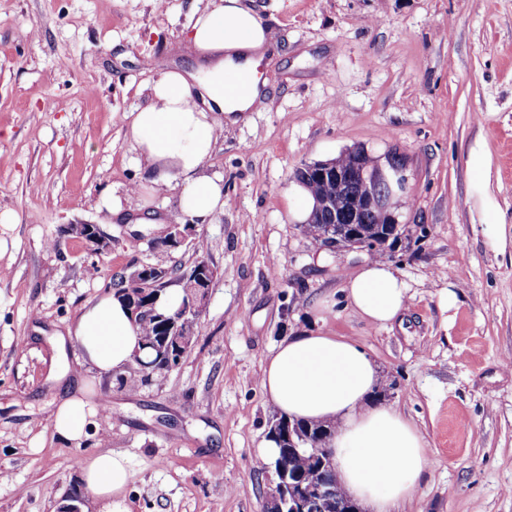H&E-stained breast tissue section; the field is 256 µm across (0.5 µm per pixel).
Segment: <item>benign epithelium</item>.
Returning <instances> with one entry per match:
<instances>
[{"label": "benign epithelium", "mask_w": 512, "mask_h": 512, "mask_svg": "<svg viewBox=\"0 0 512 512\" xmlns=\"http://www.w3.org/2000/svg\"><path fill=\"white\" fill-rule=\"evenodd\" d=\"M307 176L315 179L341 181L343 171L336 161L315 162L300 167ZM360 184V194L355 199L354 209L376 210L383 214L386 223L395 224L397 219L392 211V199L396 192L405 188L409 177L404 165H397L392 158L386 164H372V169H360L353 173ZM187 227L180 224L168 225V237L161 248L169 251L177 249L186 241ZM66 235L79 240L86 251L94 255H104L112 251V237L97 224H70ZM156 264L144 261L130 266L129 285L141 288L145 286L149 268ZM216 277V270L208 263L197 262L183 273L180 283L186 285L190 302L186 312L167 321L163 347L160 349L158 366L172 365L171 353L186 354L194 344L196 320L202 312L209 288ZM277 481L265 505V512H306L309 503L330 502L336 496V490L322 484H308L304 479L289 473L284 461L275 464Z\"/></svg>", "instance_id": "benign-epithelium-1"}]
</instances>
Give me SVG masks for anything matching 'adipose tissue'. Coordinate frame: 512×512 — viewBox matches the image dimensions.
<instances>
[{"label":"adipose tissue","instance_id":"adipose-tissue-1","mask_svg":"<svg viewBox=\"0 0 512 512\" xmlns=\"http://www.w3.org/2000/svg\"><path fill=\"white\" fill-rule=\"evenodd\" d=\"M186 35L194 57L190 68L161 73L146 103L130 113L125 136L136 161L149 172L153 193L178 190L175 211L146 218L137 191L108 194L109 216L132 224L134 232L163 229L165 222L209 224L224 210V183L204 173L225 122H238L265 99L257 67L271 39L253 0H211L190 12ZM343 291L368 323L394 322L408 307L409 289L387 264L369 262L347 277ZM66 336L94 368L113 372L131 364L142 347L140 332L125 303L109 294L88 302L66 327ZM383 378L357 343L327 330L286 336L267 358L260 381L266 402L281 414L328 422L327 446L336 480L351 499L371 512H393L412 501L419 480L433 464L416 426L396 408L372 401ZM96 410L79 397L61 402L54 431L81 442ZM87 491L109 505L120 504L130 470L125 456L87 457L81 467Z\"/></svg>","mask_w":512,"mask_h":512}]
</instances>
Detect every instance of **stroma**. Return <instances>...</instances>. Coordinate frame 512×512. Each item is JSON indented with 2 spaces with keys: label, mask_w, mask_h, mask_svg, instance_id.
Listing matches in <instances>:
<instances>
[{
  "label": "stroma",
  "mask_w": 512,
  "mask_h": 512,
  "mask_svg": "<svg viewBox=\"0 0 512 512\" xmlns=\"http://www.w3.org/2000/svg\"><path fill=\"white\" fill-rule=\"evenodd\" d=\"M257 3L268 99L225 123L205 168L224 180V211L188 232L217 279L191 350L131 394L52 344L132 263L196 259L101 205L142 183L123 117L185 61L189 12L207 0H0V512H59L83 487L77 458L112 451L130 467L127 512H263L274 474L256 450L277 412L262 369L326 296L327 328L376 362L381 401L434 461L401 512H512V0ZM356 146L406 163L394 213L410 235L329 253L291 214L294 171ZM79 223L111 235V253L68 238ZM370 259L410 288L385 327L344 298ZM82 388L105 408L74 444L53 413Z\"/></svg>",
  "instance_id": "35a3bbf8"
}]
</instances>
